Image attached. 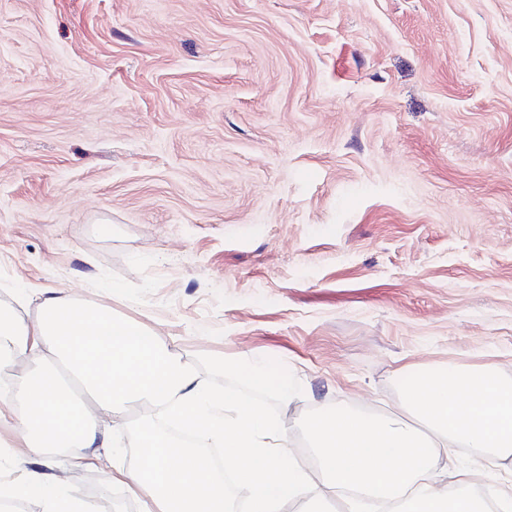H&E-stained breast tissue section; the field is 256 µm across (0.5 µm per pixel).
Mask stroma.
I'll list each match as a JSON object with an SVG mask.
<instances>
[{
  "label": "stroma",
  "instance_id": "1",
  "mask_svg": "<svg viewBox=\"0 0 512 512\" xmlns=\"http://www.w3.org/2000/svg\"><path fill=\"white\" fill-rule=\"evenodd\" d=\"M27 286L215 389L261 359L295 452L421 372L512 378V0H0V301Z\"/></svg>",
  "mask_w": 512,
  "mask_h": 512
}]
</instances>
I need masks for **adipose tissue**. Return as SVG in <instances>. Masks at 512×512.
I'll use <instances>...</instances> for the list:
<instances>
[{"mask_svg": "<svg viewBox=\"0 0 512 512\" xmlns=\"http://www.w3.org/2000/svg\"><path fill=\"white\" fill-rule=\"evenodd\" d=\"M32 302L38 313L29 319L22 310ZM39 355L63 362L89 399L74 401L48 369L14 376L18 404L0 410V424H13L23 436L30 465L23 488L38 512H97L93 501L63 489L45 466L64 448L74 449V465L106 460L136 406L218 444L235 484L234 491L225 489L206 454L143 427L134 435L140 448L135 469H118L116 478L140 501L141 512H285L308 490L318 501L350 492L385 503L389 512H476L465 489L479 476L450 473L449 448L512 457V382L487 369L421 375L407 405L425 418L431 430L425 437L396 418L344 413L311 419L307 431L317 447L307 469L280 462L288 452L287 411L263 412L233 389L209 391L161 333L114 316L109 306L51 288H26L14 302H1L0 370ZM451 476L463 488L453 497L446 486Z\"/></svg>", "mask_w": 512, "mask_h": 512, "instance_id": "adipose-tissue-1", "label": "adipose tissue"}]
</instances>
